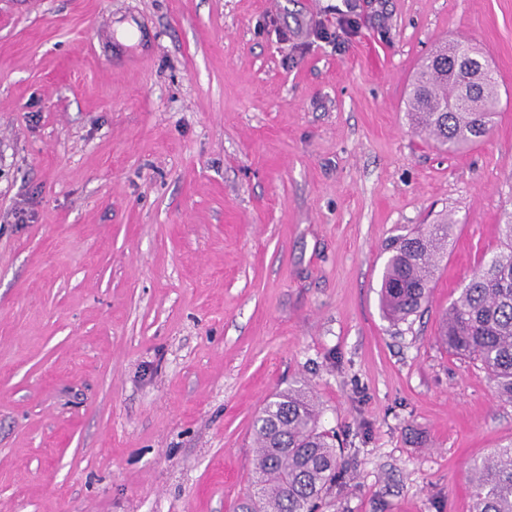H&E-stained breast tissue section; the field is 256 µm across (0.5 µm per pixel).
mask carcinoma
I'll use <instances>...</instances> for the list:
<instances>
[{
	"label": "carcinoma",
	"mask_w": 512,
	"mask_h": 512,
	"mask_svg": "<svg viewBox=\"0 0 512 512\" xmlns=\"http://www.w3.org/2000/svg\"><path fill=\"white\" fill-rule=\"evenodd\" d=\"M502 104L486 55L469 41L433 52L411 83L408 112L415 131L448 152L492 130ZM452 225L448 219L393 238L380 290L385 317L406 322L427 301ZM441 341L487 371L499 397L512 402V214L504 247L479 265L442 320ZM319 405L307 385L271 397L254 423L252 492L238 512H316L340 479L333 438L319 430ZM473 512H512V445L473 463Z\"/></svg>",
	"instance_id": "1"
}]
</instances>
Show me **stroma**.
Here are the masks:
<instances>
[{
  "mask_svg": "<svg viewBox=\"0 0 512 512\" xmlns=\"http://www.w3.org/2000/svg\"><path fill=\"white\" fill-rule=\"evenodd\" d=\"M481 44L454 155L411 79ZM512 210V0H0V512H233L301 381L342 448L319 512H471L512 403L439 340ZM454 227L394 324L387 245ZM502 104L486 55L469 41L450 43L421 64L408 111L415 131L448 152L475 144L492 130Z\"/></svg>",
  "mask_w": 512,
  "mask_h": 512,
  "instance_id": "stroma-1",
  "label": "stroma"
}]
</instances>
